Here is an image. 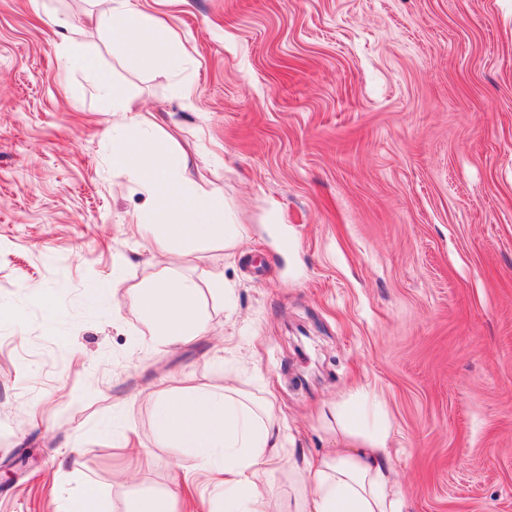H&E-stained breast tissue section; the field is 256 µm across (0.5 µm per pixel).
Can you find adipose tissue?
Masks as SVG:
<instances>
[{"mask_svg":"<svg viewBox=\"0 0 512 512\" xmlns=\"http://www.w3.org/2000/svg\"><path fill=\"white\" fill-rule=\"evenodd\" d=\"M54 23L62 30L60 50L68 57L81 56L90 25L111 30L114 52L137 69L154 68L185 51L165 23L134 0H114L111 13L89 17L84 25L59 17ZM95 85L114 115L112 165L139 183L145 206L135 221L157 252L171 255L200 238L224 239V195L189 177L186 156L167 146L166 118L139 109L108 74H97ZM198 296L196 281L173 276L132 291L153 340L170 347L205 333ZM356 402L355 415L348 402L336 404V433L347 447L320 454L308 467H289V479L302 491L288 497L268 487L270 472L283 461L284 436L269 403L247 401L241 389L228 383L180 387L156 397L153 415L168 447L183 449L188 460L208 459L212 469L223 473L229 492L224 512H403L387 451L388 428L367 422V396Z\"/></svg>","mask_w":512,"mask_h":512,"instance_id":"ef3b65f1","label":"adipose tissue"}]
</instances>
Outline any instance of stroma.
Segmentation results:
<instances>
[{"mask_svg":"<svg viewBox=\"0 0 512 512\" xmlns=\"http://www.w3.org/2000/svg\"><path fill=\"white\" fill-rule=\"evenodd\" d=\"M137 2L185 58L135 70L92 28V63L70 61L50 16L110 0H0V512L172 490L151 393L228 375L296 462L335 447L320 413L362 390L406 512H512V0ZM97 69L167 113L240 235L153 257ZM168 273L208 324L176 348L131 297ZM177 512H224V491L194 474Z\"/></svg>","mask_w":512,"mask_h":512,"instance_id":"1","label":"stroma"}]
</instances>
